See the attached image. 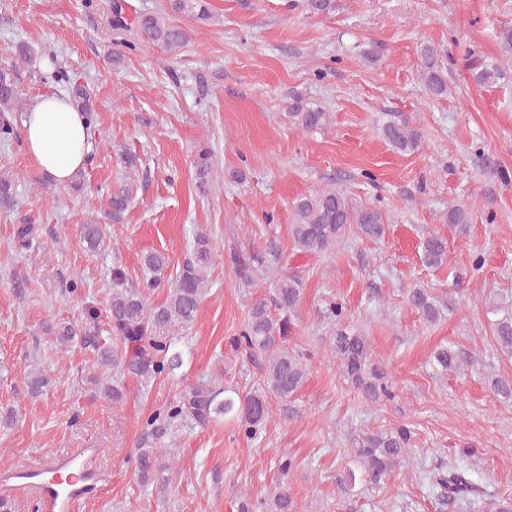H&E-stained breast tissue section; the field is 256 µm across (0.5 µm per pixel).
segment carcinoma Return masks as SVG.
Wrapping results in <instances>:
<instances>
[{
	"instance_id": "obj_1",
	"label": "carcinoma",
	"mask_w": 512,
	"mask_h": 512,
	"mask_svg": "<svg viewBox=\"0 0 512 512\" xmlns=\"http://www.w3.org/2000/svg\"><path fill=\"white\" fill-rule=\"evenodd\" d=\"M172 8L178 12L194 13L199 20L210 19L205 0H173ZM139 41L145 46H161L168 51L180 49L185 33L163 16L143 15L137 22ZM421 80L434 97L448 93L442 60L438 49L425 44L421 48ZM500 77L496 65H480L473 73L478 84H489ZM51 78L67 87L73 103L85 112L89 123L95 114L89 92L70 82L62 71L56 70ZM15 70L0 68V141L9 143L18 138L11 112L18 99ZM330 113L323 108L303 102L297 97L288 112L289 121L303 130L325 126ZM383 139L399 152H414L420 146L421 136L409 119L398 114H387L382 123ZM131 201L130 189L112 194V218L117 219ZM289 232L294 248L303 254L330 255L351 233L356 232L370 240L385 235L383 214L374 208H355L334 190H324L300 198L294 205L293 222ZM81 238L90 250L103 244L104 228L100 224H83ZM37 237L35 226L18 224L14 228V243L22 250L33 247ZM423 263L438 268L447 263L448 241L431 234L421 241ZM228 262L242 283L251 286L258 280H272L270 300L257 299L248 312V320L240 336L234 338V348L242 349L249 358L263 356L261 367L263 383L257 390L243 393L234 387L199 384L183 390L177 398L155 410L145 423V441L136 448V471L144 484H149L170 469L172 461L166 456L162 444L172 434L176 424L190 421L205 428L220 420L232 423L249 440L258 439L265 431L270 416L269 400L282 402L292 398L303 386L308 365L306 353L288 348L291 317L302 300L301 271L288 270V264L275 260L271 263L258 253L245 255L236 250L229 252ZM143 265L150 273L148 286L160 283V275L168 267V258L161 252L149 253ZM213 265V250L208 235H196L166 298L153 305L139 288L126 283L127 276L119 268L112 270V297L109 302V335H100L99 315L90 310L81 324L61 329L63 343H75L89 352L94 365L112 371L114 378L101 386L103 396L118 403L123 389L118 377L130 374L140 384L149 385L161 377H168L183 365L182 352L176 350L178 332L188 328L197 318L204 297L208 276ZM410 305L426 323L440 316L435 297L425 288L408 289ZM495 340L501 351L512 356V318L507 316L495 324ZM330 352L339 361L341 377L361 396L371 402L391 397L383 368L374 360L368 338L344 328L336 330L330 338ZM434 361L443 372L460 366V355L452 347H440ZM411 431L398 427L365 433L356 439L354 458L362 468L365 482L375 487L390 476L392 469L410 460ZM434 484L440 488L441 501L464 498L476 492L467 469L451 467L448 474L435 476ZM272 512H296L288 484L278 485L271 496Z\"/></svg>"
}]
</instances>
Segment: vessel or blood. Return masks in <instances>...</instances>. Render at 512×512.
Returning a JSON list of instances; mask_svg holds the SVG:
<instances>
[{
	"instance_id": "vessel-or-blood-1",
	"label": "vessel or blood",
	"mask_w": 512,
	"mask_h": 512,
	"mask_svg": "<svg viewBox=\"0 0 512 512\" xmlns=\"http://www.w3.org/2000/svg\"><path fill=\"white\" fill-rule=\"evenodd\" d=\"M98 451L77 448L39 464L0 469V496L35 495L44 512H71L75 502L98 493L106 479L97 467Z\"/></svg>"
}]
</instances>
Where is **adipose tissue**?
Here are the masks:
<instances>
[{
	"instance_id": "adipose-tissue-1",
	"label": "adipose tissue",
	"mask_w": 512,
	"mask_h": 512,
	"mask_svg": "<svg viewBox=\"0 0 512 512\" xmlns=\"http://www.w3.org/2000/svg\"><path fill=\"white\" fill-rule=\"evenodd\" d=\"M22 142L32 162L54 183L64 185L86 165L93 132L67 94H48L26 112Z\"/></svg>"
}]
</instances>
